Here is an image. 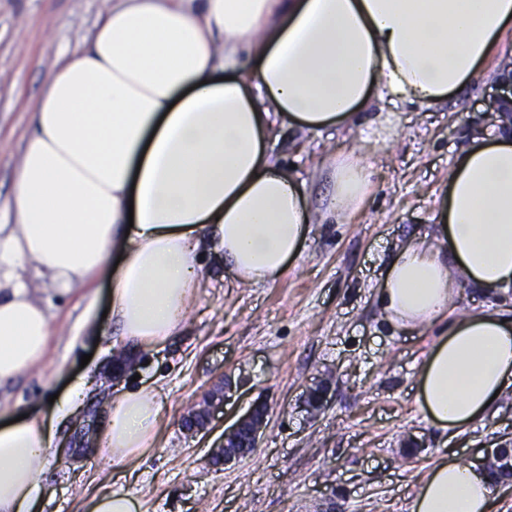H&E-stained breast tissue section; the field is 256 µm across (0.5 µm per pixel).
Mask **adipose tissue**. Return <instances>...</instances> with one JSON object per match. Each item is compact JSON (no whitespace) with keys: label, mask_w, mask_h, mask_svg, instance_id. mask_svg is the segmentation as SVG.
Instances as JSON below:
<instances>
[{"label":"adipose tissue","mask_w":512,"mask_h":512,"mask_svg":"<svg viewBox=\"0 0 512 512\" xmlns=\"http://www.w3.org/2000/svg\"><path fill=\"white\" fill-rule=\"evenodd\" d=\"M509 31L512 0H112L88 44L50 75L11 199L16 221L0 225V384L39 361L50 336L26 264L64 286L106 279L121 340L155 348L181 331L198 293L206 231L249 285L300 256L313 211L267 150L277 128L343 125L375 98L437 106L484 77ZM371 177L361 155L336 161L332 218L358 210ZM463 282L512 290L506 127L462 149L433 241L402 246L378 290L394 328L449 322L418 380L422 408L444 429L484 418L495 391L512 386V318L454 314ZM157 414L153 388L120 393L100 454L146 455ZM50 442L43 418L0 424V512H33V463ZM494 502L485 471L451 450L410 512H492Z\"/></svg>","instance_id":"adipose-tissue-1"}]
</instances>
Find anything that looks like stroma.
<instances>
[{"mask_svg": "<svg viewBox=\"0 0 512 512\" xmlns=\"http://www.w3.org/2000/svg\"><path fill=\"white\" fill-rule=\"evenodd\" d=\"M112 0H0V224L10 207L33 114L58 61L86 45ZM512 66L506 34L486 73L456 98L428 112H406L377 132L370 114L350 126L305 135L273 133L268 148L302 182L315 209L300 258L274 281L250 286L224 268L214 246L201 249V288L182 334L157 350L122 349L119 328L105 317L102 279L51 284L33 266L24 278L50 316L40 363L0 385V415L51 418L50 396H65L86 376L100 392L56 433L75 448L63 458L46 449L36 462L41 512H81L84 500L119 489L142 512H409L431 463L447 447L480 464L485 449L512 448V389L481 421L456 437L435 425L418 399V377L438 322L414 333L389 327L375 290L385 267L410 238L435 232L441 189L470 136L490 126L487 103ZM358 150L372 164V186L343 223L320 216L332 186L314 174L338 155ZM154 386L160 410L153 448L121 464L85 448L100 433L110 399L133 381ZM229 391L222 412L191 433L182 421L219 384ZM326 392L311 409L308 392ZM268 408L258 447L226 465L209 464L225 428L254 401Z\"/></svg>", "mask_w": 512, "mask_h": 512, "instance_id": "stroma-1", "label": "stroma"}]
</instances>
